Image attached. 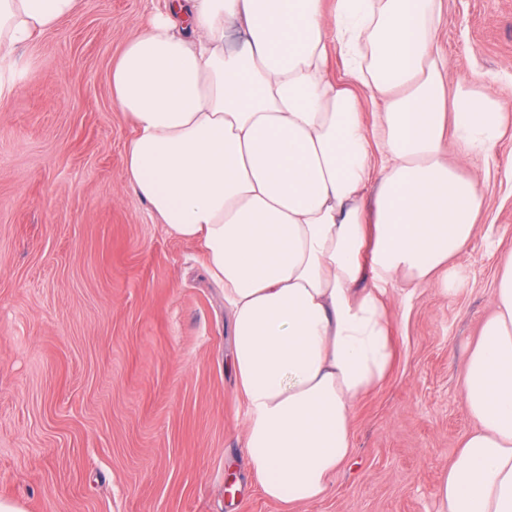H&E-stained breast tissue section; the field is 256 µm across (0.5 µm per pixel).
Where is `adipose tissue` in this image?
<instances>
[{
    "instance_id": "adipose-tissue-1",
    "label": "adipose tissue",
    "mask_w": 512,
    "mask_h": 512,
    "mask_svg": "<svg viewBox=\"0 0 512 512\" xmlns=\"http://www.w3.org/2000/svg\"><path fill=\"white\" fill-rule=\"evenodd\" d=\"M78 6L0 0L1 100L16 50ZM438 16V0H169L112 68L134 128L126 181L224 285L244 446L269 499L325 495L356 401L392 367L384 296L439 270L453 290L449 261L478 232L485 181L462 166L495 151L505 109L477 82L449 85ZM494 299L460 375L473 427L438 512H512V254Z\"/></svg>"
}]
</instances>
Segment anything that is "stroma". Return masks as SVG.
I'll return each mask as SVG.
<instances>
[{"instance_id": "obj_1", "label": "stroma", "mask_w": 512, "mask_h": 512, "mask_svg": "<svg viewBox=\"0 0 512 512\" xmlns=\"http://www.w3.org/2000/svg\"><path fill=\"white\" fill-rule=\"evenodd\" d=\"M165 0H81L13 58L0 101V500L23 512H436L472 427L460 369L512 253V123L460 284L384 298L394 360L356 404L325 497H264L243 448L224 289L123 177L110 74ZM448 81L512 106V0H440Z\"/></svg>"}]
</instances>
